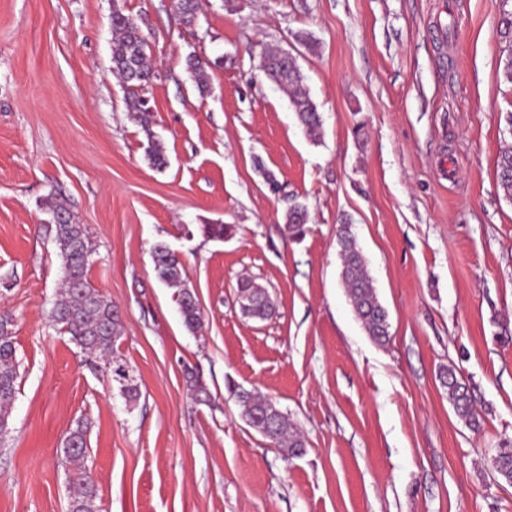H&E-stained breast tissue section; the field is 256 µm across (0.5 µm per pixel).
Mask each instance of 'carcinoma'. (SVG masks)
<instances>
[{
	"label": "carcinoma",
	"instance_id": "1",
	"mask_svg": "<svg viewBox=\"0 0 512 512\" xmlns=\"http://www.w3.org/2000/svg\"><path fill=\"white\" fill-rule=\"evenodd\" d=\"M502 0L500 35L512 41V8ZM177 13L185 25H192L197 18L198 0H176ZM112 72L125 86L128 94V111L136 113L138 122L145 131H150L152 112L138 90L156 78L149 64L148 41L141 26L132 16L118 6L112 9ZM209 64L193 56L188 59V70L199 90L208 87ZM267 75L286 91L291 106L300 124L314 140L320 138L322 121L316 104L301 89L302 76L294 62L283 57V52H269L265 56ZM498 186L504 195L512 199V147L502 150L497 159ZM52 212L54 241L63 261L62 288L56 295L51 318L59 333L68 336L70 342L88 356L103 364L117 383L121 395L129 404L140 399V389L134 367L117 356L115 343L122 334V324L112 301L96 291L87 279L91 256L95 253L92 238L86 225L78 224L67 206L58 198L47 202ZM307 213L303 207L294 205L286 212L288 231L298 235L304 231ZM230 224H206L203 234L222 240L231 235ZM341 258V282L349 303L361 322L365 332L380 345L389 341L388 312L379 302L366 261L360 250L351 225L341 224L336 231ZM153 263L157 278L166 285L178 289V306L183 325L196 332L202 324V312L194 290L184 278V265L178 254L164 243L153 248ZM241 302L250 305L247 316L267 319L274 312V305L266 291L250 280L239 284ZM441 384L448 392V399L455 412L468 425L479 426L467 388L458 382L451 368H444L439 375ZM17 379L16 348L11 322L0 318V433L10 429L9 407L15 393ZM243 416L250 426L280 448L284 457L297 455L305 442L301 433L285 419L276 403L262 395L234 390ZM87 426L78 421L65 438L62 464L70 471L73 494L69 508L71 512H101V499L95 482L86 471ZM493 467L505 481L512 483V448H500L494 458Z\"/></svg>",
	"mask_w": 512,
	"mask_h": 512
}]
</instances>
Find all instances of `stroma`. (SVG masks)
<instances>
[{"mask_svg":"<svg viewBox=\"0 0 512 512\" xmlns=\"http://www.w3.org/2000/svg\"><path fill=\"white\" fill-rule=\"evenodd\" d=\"M116 6L141 24L157 73L142 91L147 131L112 74ZM500 13L501 0H207L190 34L174 0H0V316L19 361L0 512H67L60 448L79 420L102 512H512V484L492 467L512 445V200L496 177L512 146V44ZM277 46L298 57L318 141L259 68ZM192 53L211 62L207 93ZM54 197L90 230L88 280L119 310L137 406L51 321ZM294 204L308 212L298 239L284 230ZM345 221L389 312L383 345L339 282ZM205 224L234 233L212 240ZM159 242L196 292L198 333L156 277ZM244 277L273 317L241 314ZM448 366L479 431L448 401ZM189 368L210 404L195 402ZM235 386L276 402L301 455L246 423Z\"/></svg>","mask_w":512,"mask_h":512,"instance_id":"1","label":"stroma"}]
</instances>
